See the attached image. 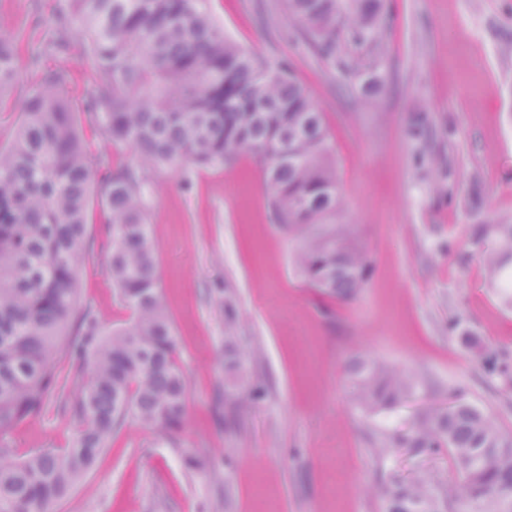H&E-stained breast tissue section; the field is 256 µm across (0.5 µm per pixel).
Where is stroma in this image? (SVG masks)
<instances>
[{"label":"stroma","mask_w":512,"mask_h":512,"mask_svg":"<svg viewBox=\"0 0 512 512\" xmlns=\"http://www.w3.org/2000/svg\"><path fill=\"white\" fill-rule=\"evenodd\" d=\"M66 0H0V35L38 27L21 49L12 95L0 104V147L13 141L23 100L41 73L65 67L82 103L87 61L40 52ZM235 43L288 60L323 112L336 144L345 221L372 271L353 300L307 288L295 243L273 218L250 156L217 169L158 173L147 189L162 296L188 392L176 438L133 422L56 512H380L391 472L423 470L455 487L448 453L421 455L390 437L431 407L469 403L512 432V373L487 375L482 352L512 358V301L497 288L496 228L512 224V0H392L388 88L370 105L288 38L282 0H207ZM428 110L430 149L450 161L433 175L415 159L409 123ZM78 275L79 304L110 329L131 318L112 287L111 236L100 213ZM233 316H226L225 302ZM472 336L475 347L465 345ZM247 354L236 384L229 351ZM410 373L407 403L367 415L351 401L349 367L361 357ZM262 378L264 401L241 407L233 428L215 411ZM76 422L49 396L42 413L6 433L22 457L66 448ZM387 457H380V449ZM208 464L186 469L183 450Z\"/></svg>","instance_id":"35a3bbf8"}]
</instances>
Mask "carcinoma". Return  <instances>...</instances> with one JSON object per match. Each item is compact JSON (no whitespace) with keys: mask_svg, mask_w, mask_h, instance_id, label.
<instances>
[{"mask_svg":"<svg viewBox=\"0 0 512 512\" xmlns=\"http://www.w3.org/2000/svg\"><path fill=\"white\" fill-rule=\"evenodd\" d=\"M50 50L71 48V16L85 32L84 55L97 78L82 109L67 95L63 68L45 73L22 106L15 140L0 149V432L40 413L65 389L62 348L81 364L80 390L61 400L77 421L69 445L22 459L0 444V512H54L129 421L174 438L187 383L165 308L146 190L164 170L214 168L244 153L257 162L273 216L296 240L303 281L342 301L366 286L370 261L341 221L345 202L335 144L324 114L285 61L271 62L231 42L206 0H68ZM301 41L355 86L366 101L390 84L386 0H286ZM13 40L0 39V96L17 79ZM135 164L89 155L83 126ZM430 118L413 116L409 134L427 154ZM112 237L108 267L128 324L105 331L79 309L77 278L91 247L93 203ZM364 413L401 405L412 376L361 359L351 371ZM396 442L448 451L455 491L432 473H395L380 512H512V435L465 403L433 410Z\"/></svg>","mask_w":512,"mask_h":512,"instance_id":"obj_1","label":"carcinoma"}]
</instances>
